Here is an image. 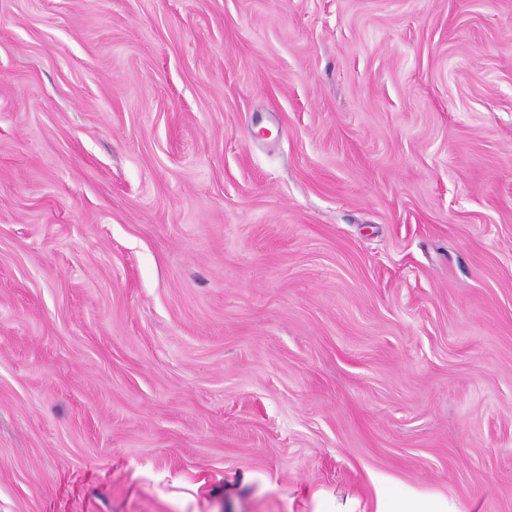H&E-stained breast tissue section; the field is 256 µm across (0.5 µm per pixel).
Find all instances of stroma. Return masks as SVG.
<instances>
[{
  "label": "stroma",
  "mask_w": 512,
  "mask_h": 512,
  "mask_svg": "<svg viewBox=\"0 0 512 512\" xmlns=\"http://www.w3.org/2000/svg\"><path fill=\"white\" fill-rule=\"evenodd\" d=\"M512 512V0H0V512ZM447 508L417 499L379 501L377 512H446Z\"/></svg>",
  "instance_id": "obj_1"
}]
</instances>
